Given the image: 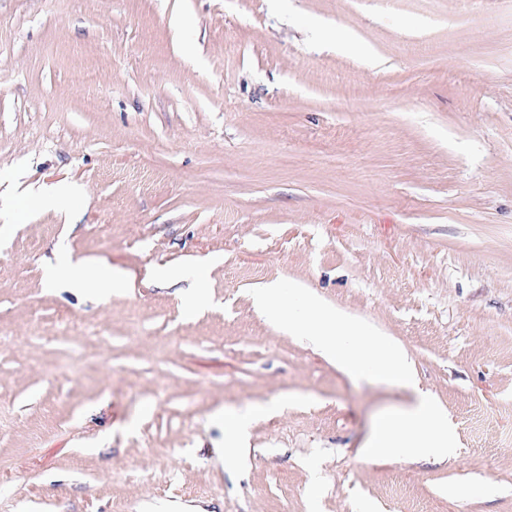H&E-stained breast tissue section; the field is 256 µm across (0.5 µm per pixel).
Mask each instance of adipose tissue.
Masks as SVG:
<instances>
[{
	"instance_id": "1",
	"label": "adipose tissue",
	"mask_w": 512,
	"mask_h": 512,
	"mask_svg": "<svg viewBox=\"0 0 512 512\" xmlns=\"http://www.w3.org/2000/svg\"><path fill=\"white\" fill-rule=\"evenodd\" d=\"M50 281L64 280L75 288H82L95 294L133 288L135 276L129 270L109 266H90L82 260L64 257L57 259L48 270Z\"/></svg>"
}]
</instances>
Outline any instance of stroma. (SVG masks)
Here are the masks:
<instances>
[{
    "mask_svg": "<svg viewBox=\"0 0 512 512\" xmlns=\"http://www.w3.org/2000/svg\"><path fill=\"white\" fill-rule=\"evenodd\" d=\"M281 279L400 346L456 459L363 458L410 395L259 313ZM0 512H512V0H0ZM50 282L59 279L75 288H83L95 294L129 290L134 288L135 276L127 269L109 265L90 266L83 260L72 261L58 257L48 270ZM224 434L229 448L239 450L248 443L249 423L240 417L224 416Z\"/></svg>",
    "mask_w": 512,
    "mask_h": 512,
    "instance_id": "obj_1",
    "label": "stroma"
}]
</instances>
